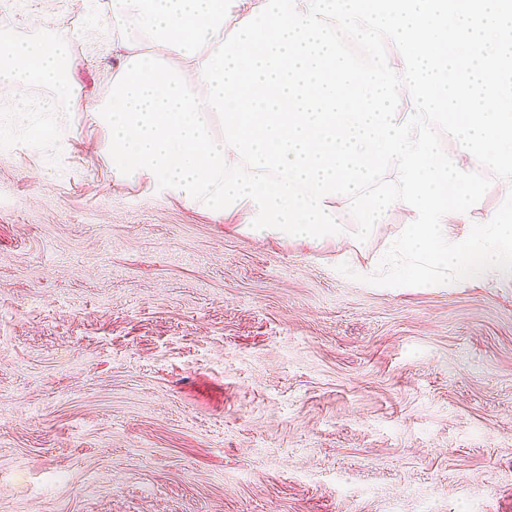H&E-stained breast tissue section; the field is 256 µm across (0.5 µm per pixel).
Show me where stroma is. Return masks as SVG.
Listing matches in <instances>:
<instances>
[{
	"label": "stroma",
	"mask_w": 512,
	"mask_h": 512,
	"mask_svg": "<svg viewBox=\"0 0 512 512\" xmlns=\"http://www.w3.org/2000/svg\"><path fill=\"white\" fill-rule=\"evenodd\" d=\"M40 7L106 102L112 0ZM56 118L61 169L0 149V512H512L511 278L341 276L408 212L362 243L257 236Z\"/></svg>",
	"instance_id": "1"
}]
</instances>
